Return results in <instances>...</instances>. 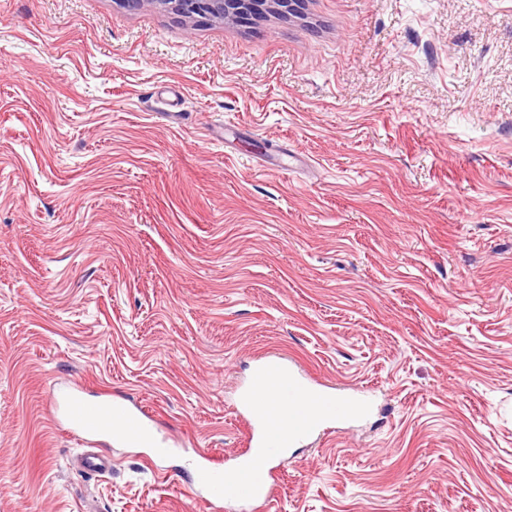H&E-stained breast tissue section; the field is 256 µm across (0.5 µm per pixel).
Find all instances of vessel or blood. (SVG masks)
I'll return each instance as SVG.
<instances>
[{"mask_svg":"<svg viewBox=\"0 0 512 512\" xmlns=\"http://www.w3.org/2000/svg\"><path fill=\"white\" fill-rule=\"evenodd\" d=\"M273 370L286 371L279 384L282 409L277 424L264 422L257 400L265 376ZM53 402L62 411L67 429L85 443L106 437L130 448H146L157 458L174 451L168 437L147 432L142 415L128 405L103 396L89 398L74 386L59 391ZM239 405L246 412L251 430L250 446L232 462L214 460L206 449H196L188 464L201 497L210 512H267L276 494L277 467L285 456L284 438L304 442L321 423L348 418L349 403L327 389L315 388L309 378L286 369L281 356L269 355L240 386Z\"/></svg>","mask_w":512,"mask_h":512,"instance_id":"obj_1","label":"vessel or blood"}]
</instances>
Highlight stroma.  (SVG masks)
Returning <instances> with one entry per match:
<instances>
[{"label":"stroma","mask_w":512,"mask_h":512,"mask_svg":"<svg viewBox=\"0 0 512 512\" xmlns=\"http://www.w3.org/2000/svg\"><path fill=\"white\" fill-rule=\"evenodd\" d=\"M272 353L375 410L270 512H512V0H0V512H205L177 455L77 471L48 396L224 457ZM263 0H158L164 8L181 11L188 14L215 16L231 14L235 18L247 15Z\"/></svg>","instance_id":"35a3bbf8"}]
</instances>
